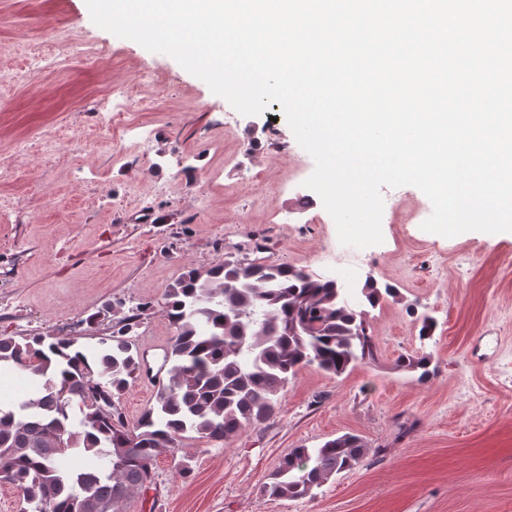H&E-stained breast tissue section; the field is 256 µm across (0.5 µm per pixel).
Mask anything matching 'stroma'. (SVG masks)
<instances>
[{
  "label": "stroma",
  "mask_w": 512,
  "mask_h": 512,
  "mask_svg": "<svg viewBox=\"0 0 512 512\" xmlns=\"http://www.w3.org/2000/svg\"><path fill=\"white\" fill-rule=\"evenodd\" d=\"M20 42L61 65L0 85V199L13 204L0 210V335L52 332L88 352L89 315L150 301L132 340L158 368L173 335L157 307L165 288L228 256L306 268L354 300L370 277L402 296L371 312L376 363L341 377L301 369L277 414L230 442L185 435L129 512H512L511 236L424 231L430 200L386 187L395 209L382 243L329 258L336 225L304 185L314 167L296 166L279 103L240 114L172 57L96 26L85 0H0V70L25 67ZM111 86L137 102L105 130ZM133 191L149 206L128 203ZM424 312L437 327L423 342ZM420 349L438 365L425 384L395 366ZM344 434L368 448L356 469L311 498L262 493L291 449Z\"/></svg>",
  "instance_id": "stroma-1"
}]
</instances>
